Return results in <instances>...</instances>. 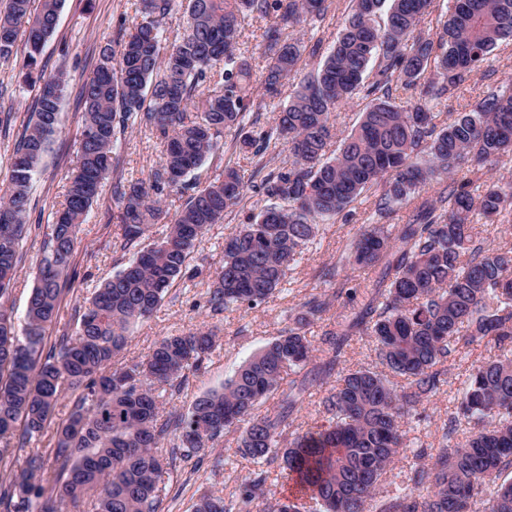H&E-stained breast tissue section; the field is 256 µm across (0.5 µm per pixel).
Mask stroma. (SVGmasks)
<instances>
[{
	"instance_id": "35a3bbf8",
	"label": "stroma",
	"mask_w": 512,
	"mask_h": 512,
	"mask_svg": "<svg viewBox=\"0 0 512 512\" xmlns=\"http://www.w3.org/2000/svg\"><path fill=\"white\" fill-rule=\"evenodd\" d=\"M132 3L133 0H64L56 30L44 46L42 65L50 70L66 66L68 86L61 102L58 130L35 180L37 206L28 217L34 230L23 243L17 282L8 300L16 325L24 323L28 299L43 257L42 228L51 223L53 213L63 204V185L76 165V133L82 115L76 92L92 77L101 45L133 31L137 17ZM21 65L22 58L18 55L7 61L0 60V111L9 113L11 118L9 135L0 134V185L9 179L8 159L15 137L22 131L31 112L33 94L23 84ZM510 82L512 42L506 41L493 51L483 70L471 75L456 98L435 108L436 122L446 121L449 113L461 108L474 107L485 95ZM115 154L120 161L119 173L129 180L148 179L160 161V147L146 130H127L120 137ZM113 185V180H106L102 196L93 205L82 227L74 260L75 278L61 303L56 323L46 334L47 343H54L62 330H75V307L124 263L122 256L113 253L110 247L112 238L119 232ZM379 195L380 190L376 187L364 192L351 206V220L340 218L321 225L313 248L290 272L283 290L267 303L255 309L243 307L217 314L206 305L210 286L207 274L223 262L225 236L244 222L248 211L263 204L259 195L247 192L242 209L226 213L223 222L212 225L197 244L190 263L202 268V276L179 282L166 294L153 317L134 325L132 341L122 357L123 362L144 358L161 337L196 328H217L221 339L209 360L201 371L190 375L171 400V409L187 411L197 397L219 386L232 369L252 358L287 328L305 296L323 291L324 285L318 277L323 266H335L337 285L347 288L354 285L361 273L352 269L344 257L358 228L378 223L375 204ZM486 355V349L477 346L469 350L466 360L449 359L448 383L429 408L427 419L412 420L407 425L408 437L416 446L437 447L445 421L456 410L458 392L472 361ZM237 438V432L232 431L212 445L213 455L223 456V467H213L211 461L206 460L197 468L175 473L161 494V512H193L198 497L207 490L231 497L238 487L237 476L247 474L253 467L252 462L238 454Z\"/></svg>"
}]
</instances>
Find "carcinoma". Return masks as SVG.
<instances>
[{
	"label": "carcinoma",
	"instance_id": "1",
	"mask_svg": "<svg viewBox=\"0 0 512 512\" xmlns=\"http://www.w3.org/2000/svg\"><path fill=\"white\" fill-rule=\"evenodd\" d=\"M63 0H0V60L18 54L26 26L23 79L35 89L31 115L9 158L0 188V462L50 425L67 382L75 394L68 417L42 456L0 484L4 512H158L166 480L195 467L208 443L241 429L239 450L260 468L242 479L236 498L202 494L194 512H512V247L494 246L477 219L512 212V184L474 181L512 154V89L482 98L473 109L433 122V108L456 96L503 41H512V0H452L435 28L418 32L433 0H349L344 28L327 54L304 28L323 19L328 0H185L184 32L163 44L162 24L178 0H134L141 18L126 38L101 48L93 76L79 90L84 105L76 171L65 204L45 232L44 257L32 289L23 336L7 301L27 224L34 176L58 129L67 89L64 72L46 74L40 58L54 34ZM265 21L262 88L270 96L299 73L306 54L322 64L299 79L288 104L267 127L245 129L253 105L252 64L240 49L248 20ZM375 64L374 75L368 74ZM410 92L404 104L393 92ZM368 99L360 121L336 156L326 155L336 112ZM149 131L162 158L149 179L114 184L120 233L112 252L134 251L79 314L75 333L45 347L72 279L80 226L113 170V149L127 129ZM235 133V152L222 175L194 188L165 236L139 242L165 219L164 198L188 189L185 177ZM288 144L292 161L261 180L264 205L224 239V263L211 274L208 307L255 308L282 286L318 231L350 215L365 191L382 188L376 213L418 199L411 222L368 224L351 243L347 262L375 277L357 310L327 321L333 300L352 302L355 288L311 293L292 325L224 384L198 397L187 412L165 411L214 350L217 330L196 329L158 339L149 354L120 368L130 327L151 318L170 288L199 274L191 254L207 228L224 220L255 181L240 156L264 157ZM427 155L425 165L414 160ZM465 175L456 179L459 166ZM452 185L423 197L426 187ZM321 323L317 336L309 326ZM377 346L381 369L341 368L354 337ZM485 343L488 359L472 366L441 445L413 448L403 426L426 411L447 383L457 345ZM324 423L284 439L311 389ZM270 408L260 410L269 398ZM471 426L457 441V427ZM277 464L291 494L259 502L267 471ZM403 470L396 471L398 464ZM399 484L381 490L389 474Z\"/></svg>",
	"mask_w": 512,
	"mask_h": 512
}]
</instances>
